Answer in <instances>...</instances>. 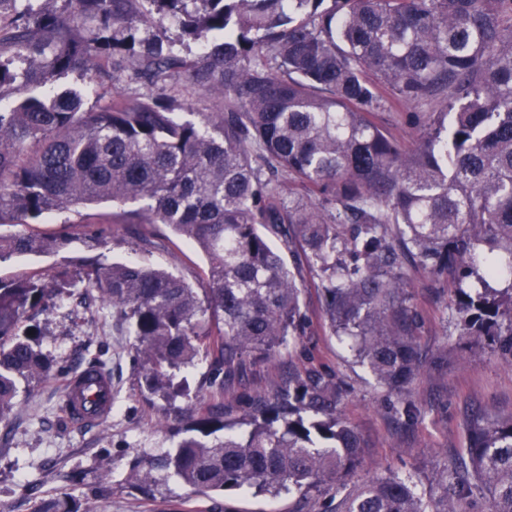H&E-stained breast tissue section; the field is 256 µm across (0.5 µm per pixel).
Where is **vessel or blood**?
Segmentation results:
<instances>
[{
    "label": "vessel or blood",
    "mask_w": 512,
    "mask_h": 512,
    "mask_svg": "<svg viewBox=\"0 0 512 512\" xmlns=\"http://www.w3.org/2000/svg\"><path fill=\"white\" fill-rule=\"evenodd\" d=\"M64 403L71 417L81 424L104 422L112 413V378L108 372H83L70 377L64 388Z\"/></svg>",
    "instance_id": "vessel-or-blood-1"
}]
</instances>
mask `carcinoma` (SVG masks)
Here are the masks:
<instances>
[{"instance_id": "cac0c4a2", "label": "carcinoma", "mask_w": 512, "mask_h": 512, "mask_svg": "<svg viewBox=\"0 0 512 512\" xmlns=\"http://www.w3.org/2000/svg\"><path fill=\"white\" fill-rule=\"evenodd\" d=\"M25 2L0 0V103L11 101L0 226L114 203L141 251L164 224L206 270L198 288L137 262L0 280V422L21 384L103 368L96 357L56 367L39 349L36 315L93 293L131 326L140 391L182 435L137 471L143 493L160 470L202 496L295 494L293 512H468L460 502L473 497L512 512V416L472 413L467 448L424 499L394 474L336 485L361 444L340 416L345 385L324 370L224 401V384L306 335L285 249L307 261L324 322L408 421L404 394L424 367L410 269L453 276L458 335L512 357V0H61L59 13ZM172 20L204 43L199 55L174 48ZM68 71L125 73L156 91L99 109L75 92L33 93ZM176 79L220 105L182 117L166 93ZM407 105L427 108L409 115L423 127L411 147L374 121ZM282 171L306 201L284 199ZM111 230L0 233V259ZM199 357L209 385L192 396L177 372ZM37 512L79 505L54 497Z\"/></svg>"}]
</instances>
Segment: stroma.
I'll return each instance as SVG.
<instances>
[{
	"mask_svg": "<svg viewBox=\"0 0 512 512\" xmlns=\"http://www.w3.org/2000/svg\"><path fill=\"white\" fill-rule=\"evenodd\" d=\"M50 91H81L91 106L108 105L116 95L147 92L144 83L103 81L94 74L57 76ZM111 205L54 213L32 224H6L0 232L50 235L65 224H98L112 213ZM157 247L148 261L163 265L190 283L200 281L204 257L189 246L169 245L165 225L155 228ZM105 262L140 259L130 234L115 227L106 246L74 241L48 256L13 257L0 262V279L37 271L48 275L75 268L82 260ZM304 309L312 320L301 345L281 350L275 359L256 362L243 384L224 389L231 400L286 377L305 363L325 368L348 387L340 407L343 419L362 439L360 464L344 475L353 486L391 472L412 476L420 493L430 491L429 477L450 465L467 444L466 421L476 410L493 416L512 414V362L496 352L459 341L453 327L455 292L452 281L422 270H410L409 291L421 316L420 345L424 356L447 352L448 367L422 371L409 396L417 407L413 421L400 420L388 405L385 391L364 367L353 363L343 344L322 319L315 278L302 269L298 279ZM42 352L51 360L71 363L78 355L102 354L112 377L114 405L103 423L82 429L61 427L56 410L66 380L61 376L21 386L18 403L7 423H0V512H36L41 501L69 495L88 512H289L295 498H273L251 491L231 490L200 497L173 479H159L152 495L132 487L134 461H147L173 448L176 436L157 428V407L141 395L130 356L133 336L115 312L96 318L65 306L39 315Z\"/></svg>",
	"mask_w": 512,
	"mask_h": 512,
	"instance_id": "stroma-1",
	"label": "stroma"
}]
</instances>
